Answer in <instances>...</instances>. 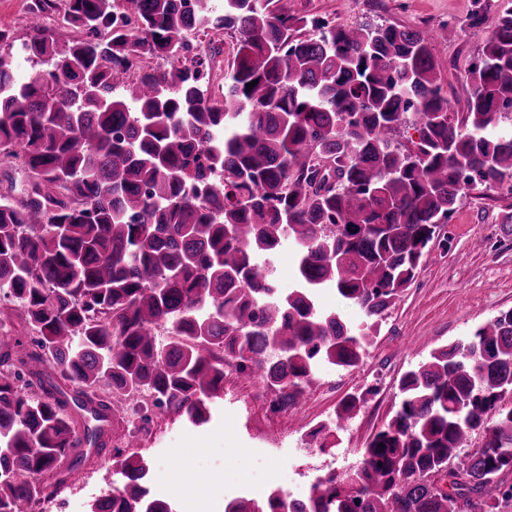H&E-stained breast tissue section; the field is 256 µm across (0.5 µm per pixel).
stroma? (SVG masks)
<instances>
[{"mask_svg": "<svg viewBox=\"0 0 512 512\" xmlns=\"http://www.w3.org/2000/svg\"><path fill=\"white\" fill-rule=\"evenodd\" d=\"M296 15L314 14L350 25L363 20L418 27L447 24L448 36L436 49V68L448 90L451 111H465L470 92L467 68L478 46L458 23L473 0H279ZM512 198L479 188L463 193L441 238L433 242L415 281L406 288L383 322L379 335L365 344L358 365L340 369L323 362L315 381L288 411V426L258 422L255 433L238 423L237 410L225 398L207 403L204 422L180 435L183 418L164 415L156 438L137 448L148 464L143 480L156 496L176 504L181 492L195 488L224 512L222 490L236 484L244 497L279 490L289 466H298L296 486L309 494L312 484L331 470L356 466L362 450L398 406L399 382L433 350L471 337L499 312L512 309ZM363 396L356 414L337 421L336 409L347 395ZM188 451L180 474L168 465L171 453ZM82 475L42 506V512H87L92 502L124 478L111 459L81 467Z\"/></svg>", "mask_w": 512, "mask_h": 512, "instance_id": "obj_1", "label": "stroma"}]
</instances>
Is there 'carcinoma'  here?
<instances>
[{
	"mask_svg": "<svg viewBox=\"0 0 512 512\" xmlns=\"http://www.w3.org/2000/svg\"><path fill=\"white\" fill-rule=\"evenodd\" d=\"M127 2L131 23L117 0H64L76 36L63 48L44 25L54 0H29L30 40L0 29V155L28 173L20 195L0 191V325L37 336H0V512H35L70 468L112 453L91 412H134L150 395L202 421L226 365L297 407L319 362L359 363L462 192L512 179V0H473L465 112L438 83L430 29L340 26L273 0ZM210 32L237 37L219 100L210 60L182 53ZM20 57L46 69L22 79ZM286 238L294 288L259 272ZM322 288L365 327L317 309ZM399 392L361 462L307 502L274 492L225 512L511 506L512 309L432 351ZM361 402L346 397L337 417ZM475 434L481 446L462 451ZM112 461L128 482L92 512H171L146 499L141 460Z\"/></svg>",
	"mask_w": 512,
	"mask_h": 512,
	"instance_id": "carcinoma-1",
	"label": "carcinoma"
}]
</instances>
